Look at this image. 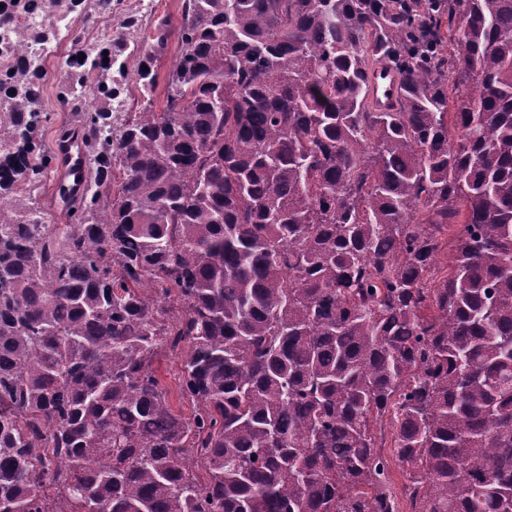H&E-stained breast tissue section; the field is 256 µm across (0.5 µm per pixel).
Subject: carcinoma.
<instances>
[{
  "instance_id": "cac0c4a2",
  "label": "carcinoma",
  "mask_w": 512,
  "mask_h": 512,
  "mask_svg": "<svg viewBox=\"0 0 512 512\" xmlns=\"http://www.w3.org/2000/svg\"><path fill=\"white\" fill-rule=\"evenodd\" d=\"M174 30L161 112L61 85L94 174L62 228L9 70L0 512H398L392 459L411 512H512V0H184L147 94ZM372 100L381 110H386L388 105L398 96L399 85L395 74L388 68L376 66L371 74ZM183 355V347L173 352L168 347H164L155 366L158 378L168 390L171 406L174 410L188 416L192 412V404L182 396L179 383L182 366L181 356Z\"/></svg>"
}]
</instances>
